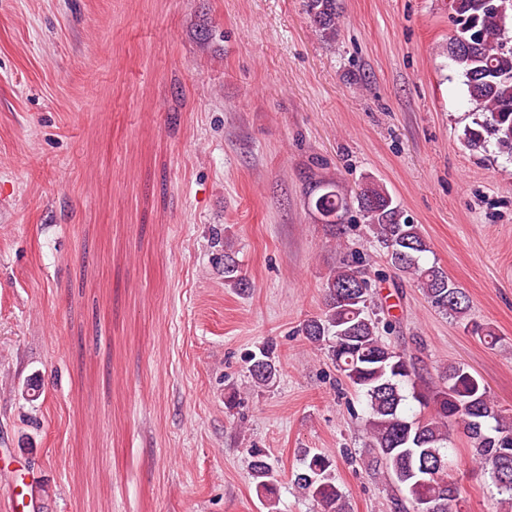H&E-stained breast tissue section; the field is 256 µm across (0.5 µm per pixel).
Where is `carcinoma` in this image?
Wrapping results in <instances>:
<instances>
[{
	"label": "carcinoma",
	"mask_w": 512,
	"mask_h": 512,
	"mask_svg": "<svg viewBox=\"0 0 512 512\" xmlns=\"http://www.w3.org/2000/svg\"><path fill=\"white\" fill-rule=\"evenodd\" d=\"M307 12L327 39L336 36V0H306ZM454 30L447 54L465 78L468 100L475 105L461 139L471 150L492 145L512 160V40L506 36L512 0H450ZM314 206L325 225L336 231L356 201L388 262L422 290L438 313L464 325L468 333L494 347L500 337L471 318L468 295L437 263L425 260L430 246L421 228L403 211L383 185L369 181L353 197L334 182H321ZM224 282L246 288L248 282L229 245H224ZM325 309L306 319L301 332L322 346L346 381L366 398L369 451L366 471L382 474L402 497V512H413L425 500L436 512H457L460 487L448 461L449 431L458 424L469 441L471 458L488 473L499 494L512 502V423L490 398L485 385L461 365L439 370L434 383L423 381L412 356L382 340L378 313L371 308L367 272L344 263L326 279ZM250 375L261 385L273 381L276 368L270 351L253 357ZM418 410L408 415V401ZM257 490L272 500L276 485L272 465L259 449H251ZM336 460L326 453L303 451L294 485L320 512H349L345 493L336 483Z\"/></svg>",
	"instance_id": "obj_1"
}]
</instances>
